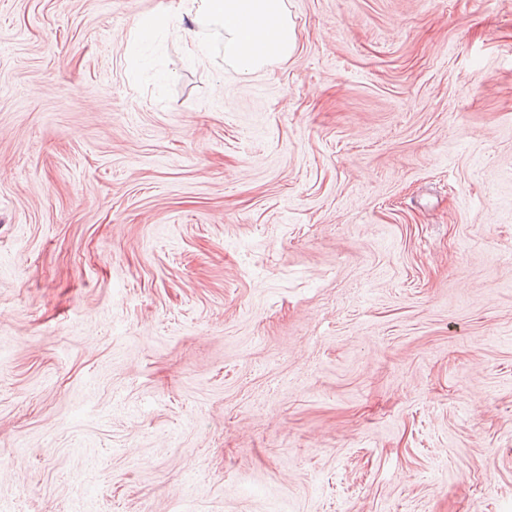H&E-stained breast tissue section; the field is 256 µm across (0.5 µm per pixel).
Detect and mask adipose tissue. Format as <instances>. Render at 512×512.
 I'll return each instance as SVG.
<instances>
[{
	"mask_svg": "<svg viewBox=\"0 0 512 512\" xmlns=\"http://www.w3.org/2000/svg\"><path fill=\"white\" fill-rule=\"evenodd\" d=\"M210 26L222 31L224 59L243 77L290 58L297 49L284 0H178L167 11L140 18L136 34L145 40L160 29L173 28L197 61L212 49L201 34Z\"/></svg>",
	"mask_w": 512,
	"mask_h": 512,
	"instance_id": "obj_1",
	"label": "adipose tissue"
}]
</instances>
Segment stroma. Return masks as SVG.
Instances as JSON below:
<instances>
[{
    "instance_id": "stroma-1",
    "label": "stroma",
    "mask_w": 512,
    "mask_h": 512,
    "mask_svg": "<svg viewBox=\"0 0 512 512\" xmlns=\"http://www.w3.org/2000/svg\"><path fill=\"white\" fill-rule=\"evenodd\" d=\"M284 3L0 0V512H512V0ZM170 25L196 61L212 49L199 29L214 26L221 30L224 59L243 77L274 61L287 60L298 46L283 0H178L167 11L140 18L135 30L145 40Z\"/></svg>"
}]
</instances>
